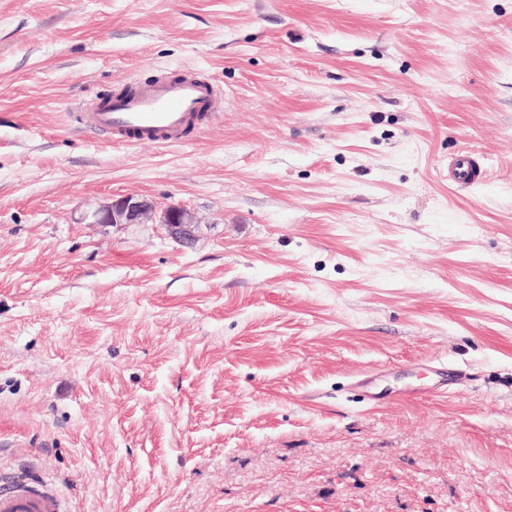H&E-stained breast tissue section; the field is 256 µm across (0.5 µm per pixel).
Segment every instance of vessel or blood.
<instances>
[{
	"label": "vessel or blood",
	"instance_id": "obj_1",
	"mask_svg": "<svg viewBox=\"0 0 512 512\" xmlns=\"http://www.w3.org/2000/svg\"><path fill=\"white\" fill-rule=\"evenodd\" d=\"M223 108V89L204 74L189 70L183 76L117 94L104 105L86 104L78 121L86 132L116 146L167 147L187 140L199 126L202 110L215 114ZM486 178V169L471 150L449 158L448 180L453 185L469 187ZM0 512H64V502L57 494L29 493L16 485L0 488Z\"/></svg>",
	"mask_w": 512,
	"mask_h": 512
}]
</instances>
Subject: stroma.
<instances>
[{"label": "stroma", "instance_id": "obj_1", "mask_svg": "<svg viewBox=\"0 0 512 512\" xmlns=\"http://www.w3.org/2000/svg\"><path fill=\"white\" fill-rule=\"evenodd\" d=\"M186 68L224 87L188 144L80 129ZM127 195L195 241L81 221ZM18 472L66 512H512V0H0ZM487 179V170L469 149H463L448 159V181L458 187H469ZM159 221L161 224H166L177 238L186 241L191 239L193 218L183 207L176 204H169L162 209L159 215Z\"/></svg>", "mask_w": 512, "mask_h": 512}]
</instances>
